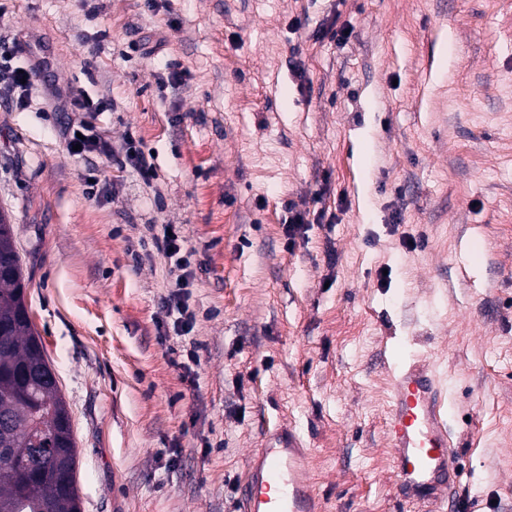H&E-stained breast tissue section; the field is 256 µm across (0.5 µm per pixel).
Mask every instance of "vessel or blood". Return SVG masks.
Returning <instances> with one entry per match:
<instances>
[{
  "label": "vessel or blood",
  "mask_w": 512,
  "mask_h": 512,
  "mask_svg": "<svg viewBox=\"0 0 512 512\" xmlns=\"http://www.w3.org/2000/svg\"><path fill=\"white\" fill-rule=\"evenodd\" d=\"M385 427L398 493L409 503L444 506L443 494L457 485L458 474L438 376L427 359L396 368ZM248 473L243 512H321L310 457L292 430L272 434Z\"/></svg>",
  "instance_id": "obj_1"
}]
</instances>
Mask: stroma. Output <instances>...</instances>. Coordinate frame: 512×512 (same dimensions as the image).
<instances>
[{"instance_id": "obj_1", "label": "stroma", "mask_w": 512, "mask_h": 512, "mask_svg": "<svg viewBox=\"0 0 512 512\" xmlns=\"http://www.w3.org/2000/svg\"><path fill=\"white\" fill-rule=\"evenodd\" d=\"M329 24L347 40L313 38ZM1 54L45 64L42 104L0 100V210L81 512H240L288 427L323 512H436L397 497L385 435L390 369L416 355L451 410L459 512H512V0H0ZM70 87L116 107L67 111ZM82 120L134 134L154 188L71 155ZM165 224L193 252L191 373Z\"/></svg>"}]
</instances>
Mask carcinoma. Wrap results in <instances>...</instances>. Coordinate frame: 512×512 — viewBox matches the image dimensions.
Wrapping results in <instances>:
<instances>
[{"mask_svg": "<svg viewBox=\"0 0 512 512\" xmlns=\"http://www.w3.org/2000/svg\"><path fill=\"white\" fill-rule=\"evenodd\" d=\"M24 276L13 225L0 212V512H81L68 494L77 448L68 446L67 404L26 312Z\"/></svg>", "mask_w": 512, "mask_h": 512, "instance_id": "cac0c4a2", "label": "carcinoma"}]
</instances>
